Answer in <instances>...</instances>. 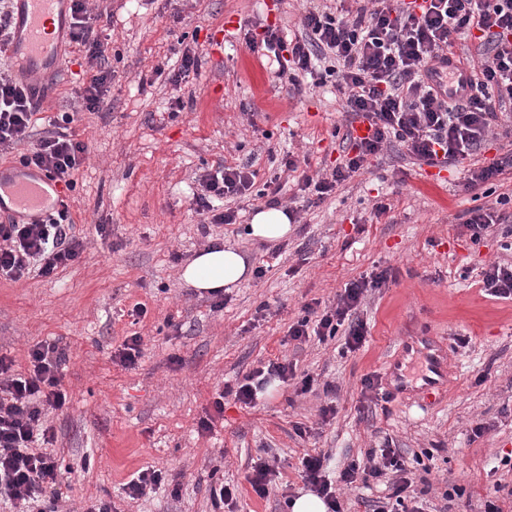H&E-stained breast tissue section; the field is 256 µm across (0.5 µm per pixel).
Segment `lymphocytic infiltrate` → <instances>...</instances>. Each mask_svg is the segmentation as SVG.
<instances>
[{"label":"lymphocytic infiltrate","instance_id":"obj_1","mask_svg":"<svg viewBox=\"0 0 512 512\" xmlns=\"http://www.w3.org/2000/svg\"><path fill=\"white\" fill-rule=\"evenodd\" d=\"M69 39L84 47L95 70L79 94L81 110L100 112L110 100L112 72L105 66L107 44L94 35L95 19L86 0H71ZM302 31L293 35L280 26H266L262 38L246 33L251 51L260 53L279 75L285 76L294 95L302 94L300 78L324 70L337 76V90L346 98L351 116L367 119L370 137L350 141V153L331 172L301 175L298 190L307 205H315L335 192L354 174L364 171L370 158L392 143L427 165L447 166L480 148L497 126L498 111L512 103V0H424L420 11L404 0H338L336 6L314 7L300 18ZM479 32L475 49L456 48L458 36ZM455 63L473 75L468 97L453 99L430 83L437 66ZM38 105L34 93L13 74L0 72V151L19 150L24 167L45 172L66 189L84 163L87 146L71 130L72 113L51 118L39 138H31ZM253 172L225 166L199 175L194 203L198 214L212 224H232L234 210H221L218 200L250 190ZM67 202L45 217L26 223L11 222L0 236V278L19 281L31 271L48 276L75 260L82 244L73 233ZM393 273L384 269L370 278L347 284L334 306L317 309L305 304V317L290 327L292 340L310 336H335L345 329L349 348L366 340L365 323L355 310L368 290L384 286ZM66 354L57 342L37 344L29 351L27 372L13 370V361L0 355V499L19 505L35 495L57 501L58 466L41 450L54 439L41 416L45 409L66 405L61 371ZM291 385L295 393L311 391V375H297L293 364L271 362L225 387V395L255 407L257 393L268 377ZM302 477L325 502L328 512H345L337 483L350 488H370L387 482L390 494L378 499L372 512H424L417 499L421 480L400 449L384 447L368 452L365 464H349L338 479H331L320 455L302 459Z\"/></svg>","mask_w":512,"mask_h":512}]
</instances>
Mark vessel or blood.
Wrapping results in <instances>:
<instances>
[{
	"label": "vessel or blood",
	"instance_id": "b4317fda",
	"mask_svg": "<svg viewBox=\"0 0 512 512\" xmlns=\"http://www.w3.org/2000/svg\"><path fill=\"white\" fill-rule=\"evenodd\" d=\"M69 0H14V28L11 54L22 61V79L36 95H44L48 82L59 74L62 40L67 29ZM441 85L449 96L470 95L472 77L468 69L448 66L439 75ZM50 180L35 169H27L20 177L0 176V197L8 196L13 208L34 216L42 215L49 206L46 191ZM407 350H419L426 384L444 383L447 377L444 358L431 345L406 344Z\"/></svg>",
	"mask_w": 512,
	"mask_h": 512
}]
</instances>
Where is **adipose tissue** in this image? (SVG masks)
Returning <instances> with one entry per match:
<instances>
[{
	"label": "adipose tissue",
	"instance_id": "adipose-tissue-1",
	"mask_svg": "<svg viewBox=\"0 0 512 512\" xmlns=\"http://www.w3.org/2000/svg\"><path fill=\"white\" fill-rule=\"evenodd\" d=\"M249 263L231 245L218 244L201 251L183 268L181 278L201 293L236 287L247 279Z\"/></svg>",
	"mask_w": 512,
	"mask_h": 512
}]
</instances>
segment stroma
Returning a JSON list of instances; mask_svg holds the SVG:
<instances>
[{
	"instance_id": "stroma-1",
	"label": "stroma",
	"mask_w": 512,
	"mask_h": 512,
	"mask_svg": "<svg viewBox=\"0 0 512 512\" xmlns=\"http://www.w3.org/2000/svg\"><path fill=\"white\" fill-rule=\"evenodd\" d=\"M89 6L112 16L95 25L108 40L112 107L80 113L72 125L87 146L67 193L82 251L50 276L0 279V355L22 371L37 343L56 340L67 352L69 402L45 415L63 497L51 509L32 502L31 512H89L100 503L111 512H215L210 489L222 483L236 490L233 512H290L306 490L305 454H324L335 478L388 439L410 455L432 450L425 498L438 512H483L493 497L512 512V299L487 295L482 282L491 263H512V235L498 224L471 239L459 217L474 201L459 168L431 176L391 146L323 203L301 208L287 240L256 241L246 226L265 207L257 192L281 176L283 157L294 154L310 175L333 168L351 121L334 78L316 86L303 77L304 94L291 96L240 37L244 26H297L306 0ZM186 48L199 66L177 87ZM92 74L84 48L69 44L37 128L75 109ZM221 165L248 167L254 185L230 203L236 223L208 224L195 210V177ZM380 202L390 206L382 216ZM226 241L264 274L228 291L217 309L213 295L180 275L197 252ZM385 268L396 278L356 311L367 327L362 347L349 349L341 333L291 340L305 304L334 305L347 283ZM134 334L143 353L126 369L112 354ZM410 336L442 348L443 391L426 395L412 374L394 392L389 369L411 363ZM284 360L314 377V392L298 395L278 381L253 408L223 395L253 369ZM369 375L391 394L384 406L363 390ZM219 397L223 418L198 433ZM478 425L485 431L475 439ZM261 457L278 471L264 497L248 481ZM147 468L161 471V483L130 498L128 482ZM453 484L464 496L445 501Z\"/></svg>"
}]
</instances>
